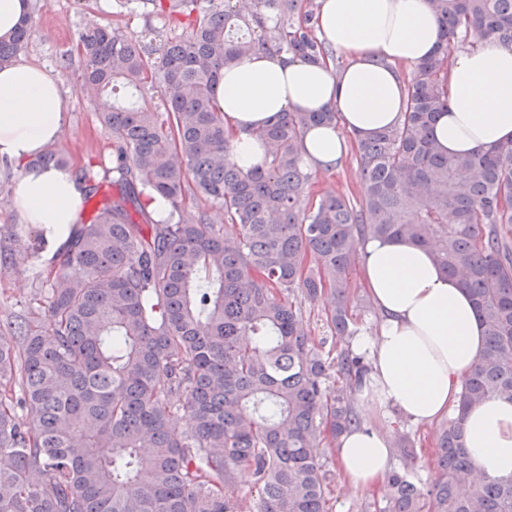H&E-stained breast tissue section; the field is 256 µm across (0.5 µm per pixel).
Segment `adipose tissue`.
Here are the masks:
<instances>
[{"label":"adipose tissue","instance_id":"obj_1","mask_svg":"<svg viewBox=\"0 0 512 512\" xmlns=\"http://www.w3.org/2000/svg\"><path fill=\"white\" fill-rule=\"evenodd\" d=\"M319 3L317 34L344 56L343 69L259 52L224 70L217 101L243 170L265 164L267 146L254 132L276 113L327 109L337 112L338 123L305 131L301 163L309 171L335 169L347 150L344 132L363 138L401 122L405 84L399 67L430 56L441 41L429 0ZM448 87V108L434 124L442 153L463 155L512 139V46L455 52ZM64 107L58 74L27 63L0 69V157L20 171L12 204L52 253L79 220L85 185L73 172L35 168L31 161L59 142ZM360 274L378 326L352 341L371 364L355 393L357 412L390 407L414 424L447 415L485 343L470 297L445 275L431 248L400 238L363 242ZM465 432L479 474L512 476V400L491 398L473 407ZM392 433L364 424L337 439L334 453L349 488L373 490L385 482Z\"/></svg>","mask_w":512,"mask_h":512}]
</instances>
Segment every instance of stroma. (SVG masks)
I'll return each instance as SVG.
<instances>
[{"mask_svg": "<svg viewBox=\"0 0 512 512\" xmlns=\"http://www.w3.org/2000/svg\"><path fill=\"white\" fill-rule=\"evenodd\" d=\"M91 25L119 26L135 40H143L149 31H157L160 39L182 35V28L165 23L164 19L150 14L141 0H131L126 6H118L115 0H47L46 6L35 19V28L22 60L45 69L58 72L66 97L63 135L58 145L70 169H79L87 162L111 155V137L102 128L90 97L82 92L80 69L75 64L76 37L80 29ZM72 57L69 68L60 65L62 56ZM356 148H349L342 163L332 171L313 175V197L328 192L348 196L351 201L360 199V180L356 164ZM18 176L16 167L0 164V251L10 252L15 243L14 232L36 235L35 227L24 225L11 205V186ZM46 264L35 259L14 268H0V332L8 331L11 324L20 322L30 314H47V288L42 283ZM374 426L391 424L396 437L409 438L414 444L411 462L394 457V468L410 465L415 479L429 484L436 474V434L438 424L415 426L403 420L396 409L388 412L374 411L367 417ZM327 470L332 471L330 492L327 496L328 512H375V504L381 498L380 490H350L336 474V459L331 446L321 449Z\"/></svg>", "mask_w": 512, "mask_h": 512, "instance_id": "obj_1", "label": "stroma"}]
</instances>
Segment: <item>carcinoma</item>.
<instances>
[{"label":"carcinoma","instance_id":"cac0c4a2","mask_svg":"<svg viewBox=\"0 0 512 512\" xmlns=\"http://www.w3.org/2000/svg\"><path fill=\"white\" fill-rule=\"evenodd\" d=\"M186 25L159 47L121 28L78 33L82 85L112 136V167L93 219L70 229L46 283V323L0 334V512H240L226 493L241 469L255 512H326L320 448L363 421L353 396L369 374L350 341L349 276L361 240L434 246L440 267L470 296L484 349L441 424L437 476L424 488L403 470L386 478L377 512H512V477L473 480L467 412L512 399V140L442 154L432 136L448 109L455 44L512 46V0H429L442 42L415 64L403 119L358 139L361 202L310 201L300 163L312 125L337 114L280 112L257 138L262 168L232 159L217 90L224 68L257 49L310 63L334 59L319 39L314 0H143ZM32 0L7 39L0 69L28 48ZM276 12L274 26L266 10ZM160 88L163 109L148 101ZM45 168L67 160L47 150ZM97 196L99 172L78 171ZM166 206L160 218L150 203ZM204 204L191 221L186 199ZM224 213L216 227L207 206ZM22 242L12 265L35 256ZM324 302L336 356L322 351L302 303ZM342 385L328 390L332 375ZM181 396L185 428L169 397Z\"/></svg>","mask_w":512,"mask_h":512}]
</instances>
